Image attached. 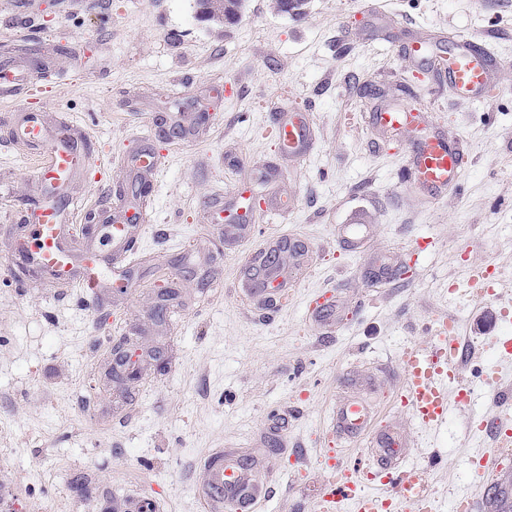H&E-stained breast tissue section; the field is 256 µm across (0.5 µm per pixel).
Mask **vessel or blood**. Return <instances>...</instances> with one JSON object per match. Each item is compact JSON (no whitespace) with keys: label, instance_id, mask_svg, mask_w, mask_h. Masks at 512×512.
I'll use <instances>...</instances> for the list:
<instances>
[{"label":"vessel or blood","instance_id":"b4317fda","mask_svg":"<svg viewBox=\"0 0 512 512\" xmlns=\"http://www.w3.org/2000/svg\"><path fill=\"white\" fill-rule=\"evenodd\" d=\"M439 65L448 77L449 88L466 99L485 98L492 89L500 63L490 51L467 37L452 39L447 56ZM40 76L28 69H1L0 96H15L36 87ZM371 125L386 131L409 132L404 160L408 179L420 199L429 201L460 183L465 163L462 140L438 130L421 132L424 114L406 108L385 107L369 113ZM15 138L34 147L49 146L47 157L39 158L37 180L43 191H53L81 177L92 165L83 148V137L71 129L48 128L41 113H20L13 128ZM277 136L285 154L293 156L309 146V130L303 115L279 124ZM126 223L110 225L101 244L77 246L72 224L53 206L31 211L25 224L11 225L1 234L11 240L13 263L29 268L40 279H49L66 288H78L90 298H98L102 288L103 247L128 251ZM371 225L354 221L343 225L341 246L352 254L360 253L371 236ZM282 269L270 258H263L257 274H245L239 283L257 307H265L282 282ZM468 339L449 336L447 343L433 347L422 343L407 349L398 361L401 373L399 402L415 426L423 431L442 430L448 421V391L461 378L462 355ZM367 409L356 401L337 404L334 425L337 434L353 435L366 426ZM473 434L488 438L489 448L474 461L480 484L492 490L502 469L501 449L512 446V426L499 416L480 417ZM438 456L411 464L406 462L401 442L392 434L377 438L374 448L363 452L358 461L331 456L324 463L329 475L320 491L318 505L323 512H402L408 505L420 512H435L433 499L425 497L422 483ZM210 487L219 492L211 499L212 512H254L269 487L252 482L241 463L231 455L215 454L206 465Z\"/></svg>","mask_w":512,"mask_h":512}]
</instances>
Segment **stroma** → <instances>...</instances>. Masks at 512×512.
Listing matches in <instances>:
<instances>
[{"label": "stroma", "instance_id": "stroma-1", "mask_svg": "<svg viewBox=\"0 0 512 512\" xmlns=\"http://www.w3.org/2000/svg\"><path fill=\"white\" fill-rule=\"evenodd\" d=\"M307 0L306 15L244 0L238 20H198L194 0H0V66L40 68L41 91L0 101V226L41 197L35 156L12 138L15 114L85 130L98 164L66 187L103 232L136 208L130 277L99 302L52 281L27 287L0 236V512H208L210 455L248 462L270 482L266 512H316L331 413L359 394L367 434L337 439L356 458L373 435L407 432V459L432 470L439 508L472 487L484 445L474 418L492 406L478 370L502 368L493 336L512 338V0ZM470 36L503 66L490 96L457 97L436 60L400 49L437 32ZM426 111L469 149L459 190L427 203L406 185V139L367 113ZM309 115L313 146L281 153L275 125ZM150 150L151 170L131 156ZM250 202V231L230 216ZM373 225L364 253L339 225ZM286 241V286L256 310L238 281L257 252ZM426 242L418 250V242ZM489 265L508 308L494 334L463 286ZM323 298L330 319L312 323ZM455 320L481 356L462 377L473 397L426 435L394 405L400 353ZM95 484L96 496L78 493Z\"/></svg>", "mask_w": 512, "mask_h": 512}]
</instances>
